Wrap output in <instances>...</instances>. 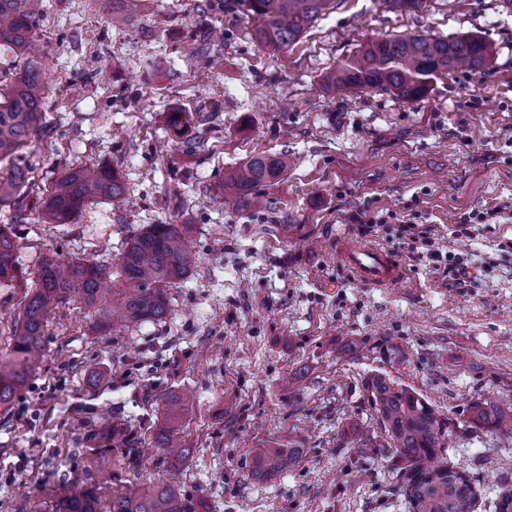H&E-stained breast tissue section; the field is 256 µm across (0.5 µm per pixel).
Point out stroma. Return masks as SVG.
<instances>
[{
  "label": "stroma",
  "mask_w": 512,
  "mask_h": 512,
  "mask_svg": "<svg viewBox=\"0 0 512 512\" xmlns=\"http://www.w3.org/2000/svg\"><path fill=\"white\" fill-rule=\"evenodd\" d=\"M255 24L238 0H156L116 24L97 0H43L31 59L46 78V131L20 159L41 187L64 164L112 162L131 202L48 226L25 195L0 209L2 220L23 212L20 263L113 264L143 225L189 224L195 264L160 323L100 336L83 303L52 310L44 361L0 414V512L77 483L109 495L146 480L175 481L199 512H408L388 493L390 454L358 442L377 427L364 381L379 371L459 423L448 460L479 486L477 512H495L512 486V438L465 425L473 400L512 406V9L337 0L283 49L257 43ZM199 30L220 33V69L195 68ZM409 34L482 36L493 62L440 76L410 102L323 88L365 43ZM173 112L188 120L178 134ZM280 152L288 170L262 187L265 210L211 204L226 168ZM492 209L497 219L472 223ZM361 212L372 223H352ZM414 230L428 247L412 249ZM340 235L396 254L407 287L356 281L336 257ZM431 250L467 257L466 275L449 279ZM95 374L106 386L90 384ZM169 389L194 396L180 433L190 453L174 472L153 442L155 399ZM116 418L136 441V469L113 446ZM296 434L306 454L294 467L251 477L253 448ZM99 450L105 467L88 469Z\"/></svg>",
  "instance_id": "obj_1"
}]
</instances>
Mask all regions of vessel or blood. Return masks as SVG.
Instances as JSON below:
<instances>
[{"label": "vessel or blood", "instance_id": "vessel-or-blood-1", "mask_svg": "<svg viewBox=\"0 0 512 512\" xmlns=\"http://www.w3.org/2000/svg\"><path fill=\"white\" fill-rule=\"evenodd\" d=\"M336 253L360 282L388 287L408 277L403 263L386 250L357 244L340 236L336 239Z\"/></svg>", "mask_w": 512, "mask_h": 512}]
</instances>
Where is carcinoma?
<instances>
[{
  "mask_svg": "<svg viewBox=\"0 0 512 512\" xmlns=\"http://www.w3.org/2000/svg\"><path fill=\"white\" fill-rule=\"evenodd\" d=\"M257 21L255 37L267 46L283 49L298 40L335 0H239ZM151 0H100L103 14L129 21L152 10ZM42 0H0V52L28 55ZM197 65L214 70L223 56L201 45ZM491 61V47L481 36L454 38L422 34L380 39L363 45L324 76L325 86L336 93L352 89H386L402 100L423 97L442 74L459 69L479 70ZM45 126V84L42 67L29 63L13 74L0 71V206L15 205L32 190L34 168L14 161L30 139ZM288 168V157L256 155L224 171L222 190L245 208L261 207L257 188L279 178ZM127 196L122 174L109 162L66 166L51 186L38 196L42 224H70L95 202L119 204ZM21 214L0 224V283L24 281L19 263L14 223ZM190 224H149L132 235L112 267L92 259H71L62 264L46 258L39 266L34 289L24 296L10 350L0 355V408L8 411L45 355L47 316L59 304L77 298L94 308L93 329L108 333L117 325L130 327L159 323L170 311V289L190 274L193 262L189 245ZM123 287L107 288L112 278ZM368 401L378 417L379 432L363 434L362 446L389 448L400 472L396 491L409 512H476V487L467 471L444 460L450 421L410 387L386 373L365 381ZM162 419L153 435L157 448H170L189 419L192 396L168 390L156 399ZM468 423L512 437V407L487 400L470 403ZM301 442L274 443L253 449L251 475L264 479L295 464L304 454ZM28 512H192L175 482L142 485L101 500L98 488L78 485L52 504L40 499Z\"/></svg>",
  "mask_w": 512,
  "mask_h": 512,
  "instance_id": "obj_1",
  "label": "carcinoma"
}]
</instances>
